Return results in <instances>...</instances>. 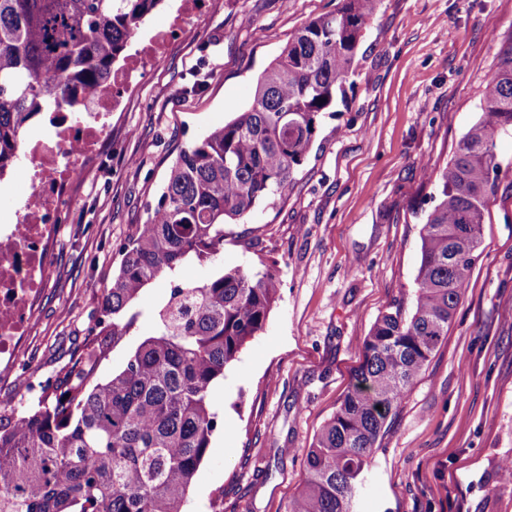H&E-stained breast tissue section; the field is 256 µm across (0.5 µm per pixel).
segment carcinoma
I'll return each mask as SVG.
<instances>
[{
  "label": "carcinoma",
  "instance_id": "cac0c4a2",
  "mask_svg": "<svg viewBox=\"0 0 512 512\" xmlns=\"http://www.w3.org/2000/svg\"><path fill=\"white\" fill-rule=\"evenodd\" d=\"M163 0H0V176L30 121L76 113L72 82L92 96ZM380 0H340L306 23L260 74L252 104L181 149L148 221L121 249L102 293L111 320L92 333L63 387L22 412L0 410V512H186L218 413L215 383L264 327L277 282L241 268L178 283L155 329L112 378L96 367L137 322L157 276L224 246V225L275 202L311 150L323 114L346 101L363 31ZM512 137V44L450 161L431 167L437 203L421 229L411 309L399 303L363 337V361L306 449L287 512H353L381 432L448 336L482 245L484 210L501 183L499 139Z\"/></svg>",
  "mask_w": 512,
  "mask_h": 512
}]
</instances>
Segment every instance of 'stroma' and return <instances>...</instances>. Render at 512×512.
Listing matches in <instances>:
<instances>
[{"instance_id":"1","label":"stroma","mask_w":512,"mask_h":512,"mask_svg":"<svg viewBox=\"0 0 512 512\" xmlns=\"http://www.w3.org/2000/svg\"><path fill=\"white\" fill-rule=\"evenodd\" d=\"M338 0H209L188 30L127 88L111 132L77 179L51 244L18 375L0 374V409L34 405L62 378L102 318L119 248L148 218L178 150L254 97L257 77L309 20ZM512 38V0H381L364 31L346 100L325 114L285 196L224 227L204 262L163 275L141 316L97 370L105 379L154 330L180 282L240 267L272 272L278 299L264 330L212 391L224 424L187 512H286L304 450L338 408L363 360L362 336L411 303L420 231L436 193L425 161L448 162L477 119L487 79ZM483 243L447 338L380 436L353 512H512V138ZM29 163L0 176V216L22 217Z\"/></svg>"}]
</instances>
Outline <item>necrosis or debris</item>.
I'll return each mask as SVG.
<instances>
[{
    "label": "necrosis or debris",
    "mask_w": 512,
    "mask_h": 512,
    "mask_svg": "<svg viewBox=\"0 0 512 512\" xmlns=\"http://www.w3.org/2000/svg\"><path fill=\"white\" fill-rule=\"evenodd\" d=\"M198 0H180L169 30L140 38L136 56L112 76V87L79 95L78 117L60 113L53 136L21 148L33 173L20 222L0 224V373L21 368L20 345L35 312L34 301L50 268L49 249L68 187L95 156L107 134V112L118 90L141 77L140 58L159 54L169 34L184 33Z\"/></svg>",
    "instance_id": "1"
}]
</instances>
